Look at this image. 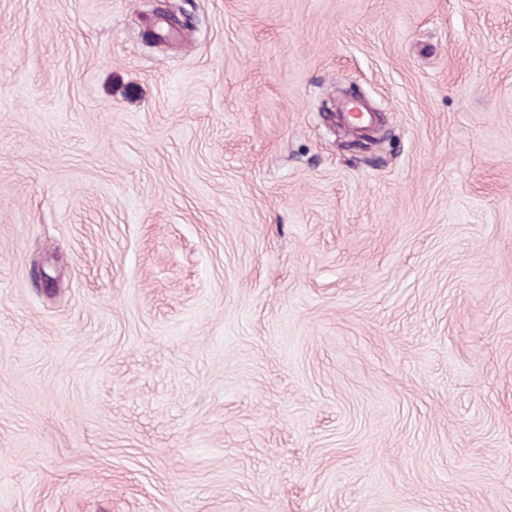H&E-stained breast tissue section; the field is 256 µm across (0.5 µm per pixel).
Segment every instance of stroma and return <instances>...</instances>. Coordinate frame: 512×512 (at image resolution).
<instances>
[{
  "label": "stroma",
  "instance_id": "stroma-1",
  "mask_svg": "<svg viewBox=\"0 0 512 512\" xmlns=\"http://www.w3.org/2000/svg\"><path fill=\"white\" fill-rule=\"evenodd\" d=\"M0 512H512V0H0Z\"/></svg>",
  "mask_w": 512,
  "mask_h": 512
}]
</instances>
